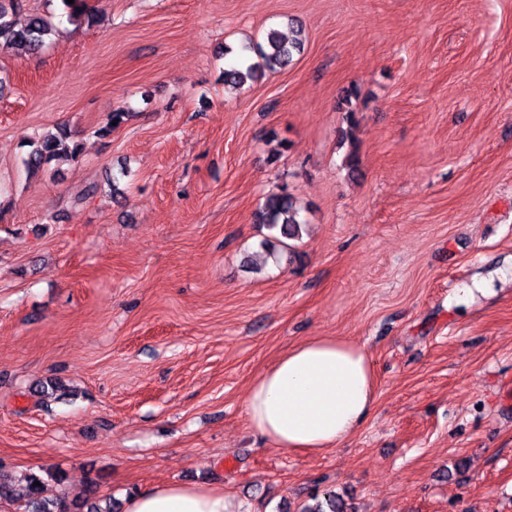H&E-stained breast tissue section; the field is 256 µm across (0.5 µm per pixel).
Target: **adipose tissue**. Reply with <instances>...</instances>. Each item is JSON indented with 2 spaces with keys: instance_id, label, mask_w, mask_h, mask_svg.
Masks as SVG:
<instances>
[{
  "instance_id": "obj_1",
  "label": "adipose tissue",
  "mask_w": 512,
  "mask_h": 512,
  "mask_svg": "<svg viewBox=\"0 0 512 512\" xmlns=\"http://www.w3.org/2000/svg\"><path fill=\"white\" fill-rule=\"evenodd\" d=\"M364 347L320 337L296 345L252 383L245 401L255 429L286 453H322L354 435L376 402ZM127 512H226L223 491L166 483L141 492Z\"/></svg>"
}]
</instances>
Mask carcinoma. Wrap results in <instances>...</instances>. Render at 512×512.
I'll return each instance as SVG.
<instances>
[{"mask_svg":"<svg viewBox=\"0 0 512 512\" xmlns=\"http://www.w3.org/2000/svg\"><path fill=\"white\" fill-rule=\"evenodd\" d=\"M53 34L52 25L43 17L24 13L23 0H0V47L17 49L30 54L38 53ZM302 39L286 37L275 29L266 32L264 42L241 47L243 60L238 66L224 70V86L240 90L255 83L267 71L287 68L294 55L301 53ZM79 144L73 142L70 133L60 129L47 133L33 143V148L24 161L29 174L34 175L45 169L51 162L63 157L77 158ZM301 207L296 198L283 187L264 198L255 218L256 223L269 231V238L263 243L268 255H274V242L282 247L288 241L300 239L305 221L300 219ZM40 485H35V482ZM43 479L31 472L26 477V512H112V504L101 507V499L95 497L96 486L90 485L84 498L71 499L67 495L48 498L44 496ZM313 504L301 512H353L344 499L329 487L311 496Z\"/></svg>","mask_w":512,"mask_h":512,"instance_id":"cac0c4a2","label":"carcinoma"}]
</instances>
